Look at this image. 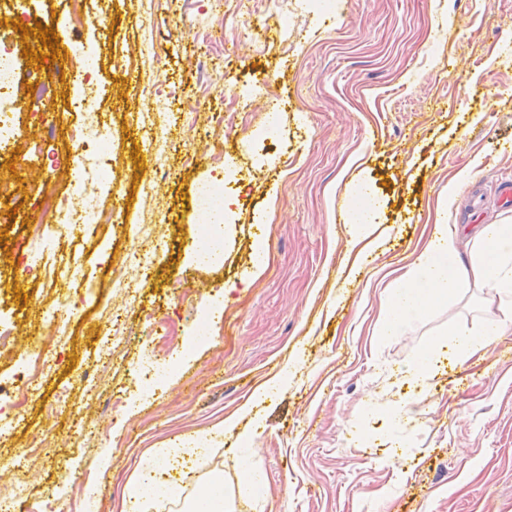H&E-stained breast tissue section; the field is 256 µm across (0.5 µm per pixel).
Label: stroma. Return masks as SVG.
I'll return each mask as SVG.
<instances>
[{
    "label": "stroma",
    "mask_w": 512,
    "mask_h": 512,
    "mask_svg": "<svg viewBox=\"0 0 512 512\" xmlns=\"http://www.w3.org/2000/svg\"><path fill=\"white\" fill-rule=\"evenodd\" d=\"M25 40L53 22L59 43L78 40L99 60L101 110L118 151L104 203L140 227L120 224L68 242L32 247L40 187L51 172L34 154L32 127L58 153L70 142L78 91L70 58H20L22 85L48 81L53 100L15 107L25 136L0 145V174L17 193L0 199V320L48 337L51 368L10 415L13 445L27 465L0 476L26 488L31 512H120L142 457L232 422L217 450L178 481L167 512H188L200 484L224 477L232 512H512V328L457 366L438 355L429 377L386 383L446 332L477 331L486 296L477 292L421 312L400 335L380 340L386 300L438 224L469 210L480 183V221L512 219L498 206V180L512 178V0H341L335 21L298 12L294 0H87L71 31L68 0H32ZM255 22L287 18L293 34L247 35ZM138 50L126 65L127 50ZM277 78L282 105L276 144L248 136L267 121L251 89ZM162 82L165 110L142 97ZM245 105L224 143L240 168L226 194L223 256L199 260L196 190L213 169L210 116ZM168 140L143 150L168 115ZM148 143V142H147ZM166 171L158 194H140V165ZM467 180H459L460 172ZM379 204L371 254L350 250L351 182ZM159 249L150 271L124 260ZM127 287L112 293V271ZM111 304L87 306L83 275ZM55 296L79 307L41 323L35 305ZM120 314L129 331L112 335ZM177 368L155 393L137 388L134 367L166 327ZM121 411H113V399ZM255 459L262 480L239 492Z\"/></svg>",
    "instance_id": "obj_1"
}]
</instances>
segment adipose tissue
Here are the masks:
<instances>
[{
  "instance_id": "ef3b65f1",
  "label": "adipose tissue",
  "mask_w": 512,
  "mask_h": 512,
  "mask_svg": "<svg viewBox=\"0 0 512 512\" xmlns=\"http://www.w3.org/2000/svg\"><path fill=\"white\" fill-rule=\"evenodd\" d=\"M458 225H443L438 236L414 258L388 298V310L378 328L380 338L397 335L402 320L412 312L448 303L475 288L512 300V224L487 226L470 243L468 260H461L453 243ZM512 325V313H490L481 333L469 334L449 325L447 338L430 344L425 355L409 364L406 376L421 379L429 369L432 354L453 348L463 358L479 355L491 337ZM157 456L144 459L139 478L126 491L122 512H151L154 504L175 498L174 486H158L152 481Z\"/></svg>"
}]
</instances>
